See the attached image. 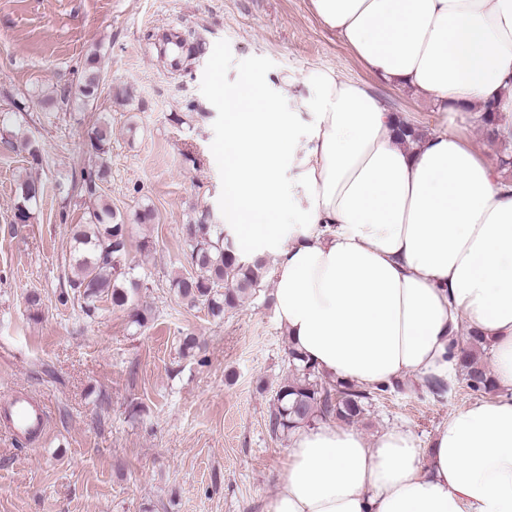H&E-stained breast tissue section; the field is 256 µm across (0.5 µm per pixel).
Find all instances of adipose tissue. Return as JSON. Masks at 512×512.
Masks as SVG:
<instances>
[{
    "label": "adipose tissue",
    "mask_w": 512,
    "mask_h": 512,
    "mask_svg": "<svg viewBox=\"0 0 512 512\" xmlns=\"http://www.w3.org/2000/svg\"><path fill=\"white\" fill-rule=\"evenodd\" d=\"M378 79L443 112L512 118V0H311ZM257 79L224 99V215L241 256L274 259L290 344L329 378L451 382L459 331L484 337L497 392L429 448L395 427L294 429L267 512H512V184L447 130L401 142L387 106L334 72ZM291 158L298 223L276 224Z\"/></svg>",
    "instance_id": "adipose-tissue-1"
}]
</instances>
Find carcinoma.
<instances>
[{
  "label": "carcinoma",
  "mask_w": 512,
  "mask_h": 512,
  "mask_svg": "<svg viewBox=\"0 0 512 512\" xmlns=\"http://www.w3.org/2000/svg\"><path fill=\"white\" fill-rule=\"evenodd\" d=\"M101 80L99 58L91 54L86 58L85 72L78 95L88 100L98 90ZM502 117L493 105H488L483 123L490 136H497ZM110 131L100 126L89 139L92 151L107 153ZM43 193L40 181L27 178L16 188L17 202L14 222L26 224L31 210ZM126 224L107 205L89 212L86 224L75 226V272L68 279L67 290L58 295L60 304L71 299L82 303L88 315L95 312L98 302L111 301L116 307L133 304L134 295L143 287L142 279L123 271L126 250ZM185 262L191 269L171 281L174 293L191 306L201 305L215 322L224 320V313L239 306L256 294L266 276V262L258 257L244 259L235 253L231 241L224 233L216 231L211 214L205 212L195 222L185 226ZM484 339L477 331L469 332L468 341L462 346L459 370L469 389L490 393L495 382L480 362L478 352ZM179 349L185 356H197L202 343L196 334L184 333L179 339ZM288 361L292 367L276 391L274 407L269 413V427L273 434L285 433L300 424L318 418L334 417L343 422H355L365 411V406L382 393H402L405 387L397 382L375 391L361 390L343 381H329L319 376V371L303 355L288 348Z\"/></svg>",
  "instance_id": "cac0c4a2"
}]
</instances>
